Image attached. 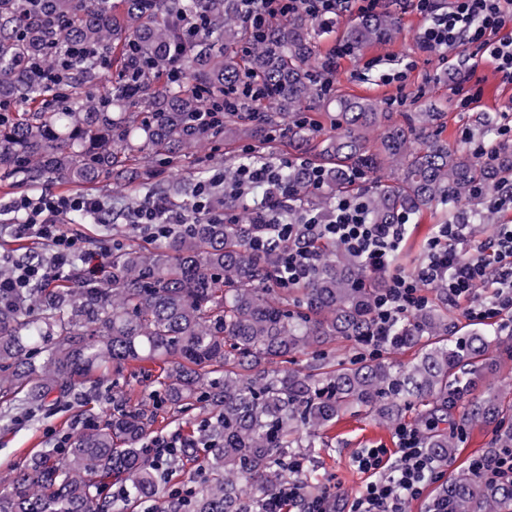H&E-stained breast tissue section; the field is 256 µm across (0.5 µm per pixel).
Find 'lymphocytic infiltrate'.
Segmentation results:
<instances>
[{
  "instance_id": "f902f5d3",
  "label": "lymphocytic infiltrate",
  "mask_w": 512,
  "mask_h": 512,
  "mask_svg": "<svg viewBox=\"0 0 512 512\" xmlns=\"http://www.w3.org/2000/svg\"><path fill=\"white\" fill-rule=\"evenodd\" d=\"M382 0H241L242 21L257 34L269 23L296 13H304L331 27L336 18L349 9L373 13ZM412 10L423 16L426 25L419 47L441 56L475 46L490 58L502 79L512 82V0H408ZM292 161L282 159L261 164H243L233 177L215 170L196 184L190 212L173 209L165 199L144 203L131 213L133 224L146 229L154 239L169 237L188 229L191 217L210 216L233 224L240 211L250 212L260 231L250 245L260 251L283 249L278 284L294 287L311 275L317 254L309 241L330 240L357 257L377 284L372 310L376 332L393 335L395 327L414 310L429 302L428 289L444 288L449 302L461 308L472 322L499 320L502 328L512 330V224L496 225L492 236L475 240L473 227L466 222L438 225L429 239L426 254L409 272L396 268L395 260L407 233L406 220L395 224H374L362 197L340 195L325 210L296 209L285 180ZM238 199L240 210L219 206L218 192ZM101 200L87 195H58L42 192L31 197L21 195L0 202V214L14 217L9 229L15 240L36 241L46 246L41 260L17 262L7 278L0 279V293L16 297L25 288L46 287L67 277L76 258L87 257L91 249L87 239L73 232L64 222L66 216L97 214ZM398 465L387 474V451L365 448L354 462L367 475V483L344 512H404L405 504L419 497L427 483L438 476L436 466L422 445L420 429L400 424L395 430ZM332 495L324 490L307 494L303 486L291 482L281 487L265 512H289L297 501H304L307 512H333Z\"/></svg>"
}]
</instances>
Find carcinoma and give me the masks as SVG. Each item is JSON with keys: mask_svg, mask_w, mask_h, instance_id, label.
I'll list each match as a JSON object with an SVG mask.
<instances>
[{"mask_svg": "<svg viewBox=\"0 0 512 512\" xmlns=\"http://www.w3.org/2000/svg\"><path fill=\"white\" fill-rule=\"evenodd\" d=\"M192 10L207 13L211 24L182 55L174 81L175 22ZM314 26L303 13L277 20L243 56L237 46L251 34L239 0H0V101L13 106L0 121V167L25 183L81 186L143 175L153 156L178 160L220 135L263 146L269 129L286 123L295 147L314 154V162L288 173L298 206H327L309 183L308 169L316 167L327 195H364L375 224L438 207L446 216L458 204L481 216L484 193L512 173V143L499 142L485 164L439 138L438 112H419L402 125L390 122L380 101L339 95L336 133L322 135L302 112L325 100L309 67ZM393 34L389 17L368 16L343 40L355 50ZM86 43L119 52L122 70L130 45L151 62L139 92L125 95L119 83L103 81L91 56L59 78L47 74L54 56ZM246 72L263 87L262 117L247 125L242 114L226 112L201 131L192 122L197 89L219 94ZM375 128L372 151L368 132ZM359 172L374 175V186L363 188ZM255 229L199 217L152 249L117 251L105 276L85 273L78 259L63 284L0 302L5 403L48 410L53 395H79L108 371L133 364L156 365L163 377L150 409L128 405L117 390L108 419L76 413L60 457L34 454L0 481V512H124L142 500L164 501L163 512H263L298 478L290 464L301 450L324 447V432L342 418L369 414L396 426L414 402L428 406L423 445L438 464L451 461L477 425L492 433L482 458L512 448L508 392L491 385L477 392L497 373L500 338L449 324L448 289H433L434 301L385 340L372 321L376 288L357 258L323 242L308 280L277 288L281 252L253 250ZM338 339L414 357L403 365L381 354L332 364L324 350ZM304 351L315 358L308 369L284 366ZM193 399L208 412L186 435L200 447L173 448L157 466L145 444L158 410L174 412ZM461 400L468 404L463 422L439 428ZM195 457L207 479L183 496L169 476ZM112 479L124 491L118 500L101 493ZM428 512H512V483L460 469L437 489Z\"/></svg>", "mask_w": 512, "mask_h": 512, "instance_id": "obj_1", "label": "carcinoma"}]
</instances>
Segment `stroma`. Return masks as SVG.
I'll use <instances>...</instances> for the list:
<instances>
[{"mask_svg": "<svg viewBox=\"0 0 512 512\" xmlns=\"http://www.w3.org/2000/svg\"><path fill=\"white\" fill-rule=\"evenodd\" d=\"M380 11L395 23L393 38L337 59V93L382 101L406 95V102L394 107L393 121H413L419 112L440 113L438 132L454 146L459 145L463 128L482 134L495 124L500 112L512 110V83L503 81L490 62L472 61L471 50L465 48L459 49L449 61L439 54L422 52L418 46L425 24L421 15L402 9L397 0H383ZM400 71L407 75L405 82L383 83V75ZM460 73L468 75L469 87L479 92L478 100L466 112L457 108L451 91V82ZM241 154V146L214 138L201 150L183 157L179 165L155 160L151 181L157 196L170 201L176 199L178 193L192 191L209 170L236 166ZM90 193L104 203L106 212L100 222L79 223L78 231L94 247L104 240L123 246L131 244L139 231L128 224L126 217L147 201L146 192L125 181L116 183L103 179ZM80 408V402L73 400L51 414L28 415L0 405V478L35 452H53L58 438L69 431L71 415ZM327 440L325 451L306 455L304 471L312 482L328 487L340 506L346 498L359 492L366 481L365 474L353 463L356 453L363 448H384L391 453L396 450L394 428L381 425L366 415L344 417L328 432Z\"/></svg>", "mask_w": 512, "mask_h": 512, "instance_id": "35a3bbf8", "label": "stroma"}]
</instances>
